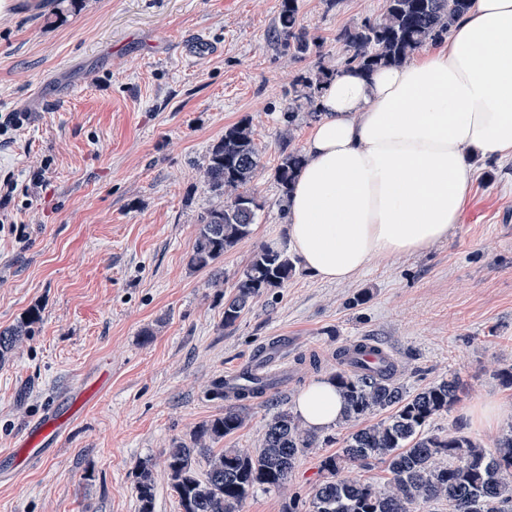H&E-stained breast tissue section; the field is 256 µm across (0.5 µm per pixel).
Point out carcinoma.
Wrapping results in <instances>:
<instances>
[{
	"label": "carcinoma",
	"mask_w": 512,
	"mask_h": 512,
	"mask_svg": "<svg viewBox=\"0 0 512 512\" xmlns=\"http://www.w3.org/2000/svg\"><path fill=\"white\" fill-rule=\"evenodd\" d=\"M467 0H385L379 18L338 32L345 66L363 72L408 59L423 45L437 43L462 17ZM274 37L298 54H305L316 39L299 22L297 0H281ZM326 56L297 79L301 93L285 113L288 124L307 111L316 121V98L325 82L336 76ZM306 161L297 150H282L275 179L288 195ZM260 166V154L249 121L224 128V136L212 147L202 171L206 191L221 198L201 215L189 264L197 270L214 267L224 253L252 232L262 205L251 189ZM296 269L287 249L261 247L224 300V329H232L253 300L271 288H279ZM41 320V309L30 308L21 321L0 330V364ZM394 366L379 372L339 370L332 380L345 402L342 420L356 426L344 438L339 451L320 461L322 479L315 486L306 512H413L429 503L446 512H512V429L499 439L495 450L451 433L426 430L428 422L448 410L458 399L459 381L443 378L410 392L394 380ZM271 385L256 378L234 394L238 401L257 399ZM391 414L379 422L358 421L383 410ZM245 422L236 407L203 422L187 440H175L165 451L164 464L181 512H241L256 490H278L292 475L298 458L318 442L315 431L305 428L294 414L280 411L267 423L260 445L250 454L239 448L215 450L211 444L235 434ZM206 460L199 471L196 460ZM380 459L389 478L383 487L352 475L355 468ZM139 512H154V481L141 468L135 485Z\"/></svg>",
	"instance_id": "carcinoma-1"
}]
</instances>
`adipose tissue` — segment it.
Here are the masks:
<instances>
[{"label": "adipose tissue", "mask_w": 512, "mask_h": 512, "mask_svg": "<svg viewBox=\"0 0 512 512\" xmlns=\"http://www.w3.org/2000/svg\"><path fill=\"white\" fill-rule=\"evenodd\" d=\"M307 163L286 207V239L324 282L447 240L471 192L473 153L512 158V0H471L446 43L410 62L325 84ZM328 379L297 399L301 423L335 425Z\"/></svg>", "instance_id": "ef3b65f1"}]
</instances>
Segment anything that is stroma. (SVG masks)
I'll return each instance as SVG.
<instances>
[{
	"mask_svg": "<svg viewBox=\"0 0 512 512\" xmlns=\"http://www.w3.org/2000/svg\"><path fill=\"white\" fill-rule=\"evenodd\" d=\"M317 37L305 56L276 42L280 0H0V329L40 307L33 336L0 365V512H137L139 466L152 471L154 512H180L164 468L173 440L226 403L207 391L274 338L288 374L239 405L244 426L223 447L253 450L280 410L341 363L358 341L389 349L396 380L415 390L461 382L432 421L493 449L512 426V158L475 163L472 191L447 241L373 263L330 284L304 270L264 292L233 330L224 298L261 245L284 246L275 179L283 147L303 148L305 114L287 123L297 75L317 54L342 67L337 33L379 17L384 0H298ZM207 38L216 52L188 58ZM248 120L260 149L253 182L263 205L249 237L215 268L188 263L201 213L200 182L225 127ZM219 287H212V280ZM153 331L144 340L143 331ZM317 354L321 373L297 363ZM97 385L60 446L23 456L25 430L47 404ZM501 409L493 426L477 410ZM350 431L300 456L288 483L256 490L241 512H284L307 500L322 457Z\"/></svg>",
	"mask_w": 512,
	"mask_h": 512,
	"instance_id": "35a3bbf8",
	"label": "stroma"
}]
</instances>
